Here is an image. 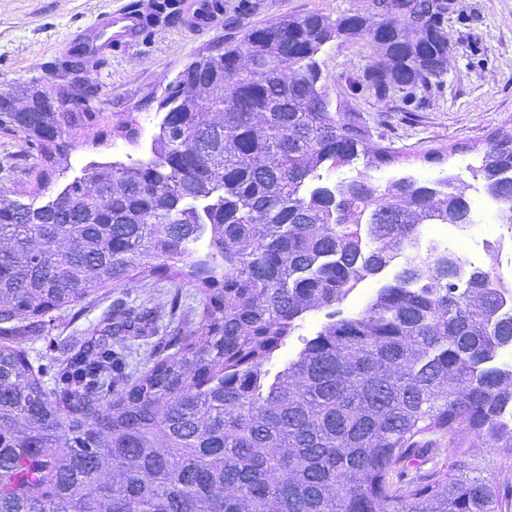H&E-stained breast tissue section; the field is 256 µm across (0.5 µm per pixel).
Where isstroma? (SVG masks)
I'll list each match as a JSON object with an SVG mask.
<instances>
[{"mask_svg":"<svg viewBox=\"0 0 512 512\" xmlns=\"http://www.w3.org/2000/svg\"><path fill=\"white\" fill-rule=\"evenodd\" d=\"M154 0H0V92L23 96L32 84L58 83L53 69L61 43L92 24L99 14L130 4L151 14ZM318 13L331 19L372 16L373 0H224V13L204 34L191 33L177 20L150 22L145 33L90 66L99 88L97 107L105 127L134 122L137 144L121 138L94 143L84 136L69 154L64 181L82 176L94 162L144 157L160 116L155 108L169 83L205 49L239 38L245 31L291 16ZM450 47L448 71L427 89L412 95L393 89L386 97L367 88L363 74L376 51L368 38L334 42L320 55L323 82L331 99L345 100L360 112L375 142L406 149L400 165L409 174L437 177L445 170L458 174L467 195H474L469 171L482 156L493 132H512V0H450L444 22ZM446 154L444 162H427L423 151ZM20 141L0 134V192L23 202L32 199V184L20 173ZM181 293L182 306L170 313L167 302ZM158 311L154 332L126 341V371L138 376L152 365V349L174 329H189L200 318V297L192 284L180 280L137 278L115 286H93L78 308L45 314L47 333L32 336L26 347L34 366L46 373V385L63 358V341L120 318L125 308Z\"/></svg>","mask_w":512,"mask_h":512,"instance_id":"1","label":"stroma"}]
</instances>
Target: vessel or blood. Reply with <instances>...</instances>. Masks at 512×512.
<instances>
[{"instance_id": "b4317fda", "label": "vessel or blood", "mask_w": 512, "mask_h": 512, "mask_svg": "<svg viewBox=\"0 0 512 512\" xmlns=\"http://www.w3.org/2000/svg\"><path fill=\"white\" fill-rule=\"evenodd\" d=\"M222 7V0H180L179 19L186 29L202 32L214 25ZM144 26L145 19L139 11L111 13L67 42L62 51L70 59L92 64L109 50L137 40Z\"/></svg>"}]
</instances>
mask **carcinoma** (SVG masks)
I'll return each mask as SVG.
<instances>
[{
  "mask_svg": "<svg viewBox=\"0 0 512 512\" xmlns=\"http://www.w3.org/2000/svg\"><path fill=\"white\" fill-rule=\"evenodd\" d=\"M373 18L308 14L252 28L191 62L158 103L151 154L94 163L45 203L0 195V512H508L512 484V313L491 271L436 249L411 255L422 224H469L446 174L374 182L404 151L374 144L360 113L333 101L318 60L368 37L364 81L378 97L448 67V0H375ZM271 67L255 74L250 61ZM69 106L59 83L19 107L0 92V131L36 160L34 194L58 184L75 139L131 126ZM349 168L336 180L326 175ZM512 224V134L470 167ZM162 262L149 264L151 255ZM400 271L359 311L337 317L362 281ZM183 277L196 326L158 342L129 379L125 337L155 313L128 309L105 333L66 344L47 389L23 342L45 313L92 284ZM329 322L284 369L267 366L298 322ZM476 437L480 468L437 461Z\"/></svg>",
  "mask_w": 512,
  "mask_h": 512,
  "instance_id": "obj_1",
  "label": "carcinoma"
}]
</instances>
